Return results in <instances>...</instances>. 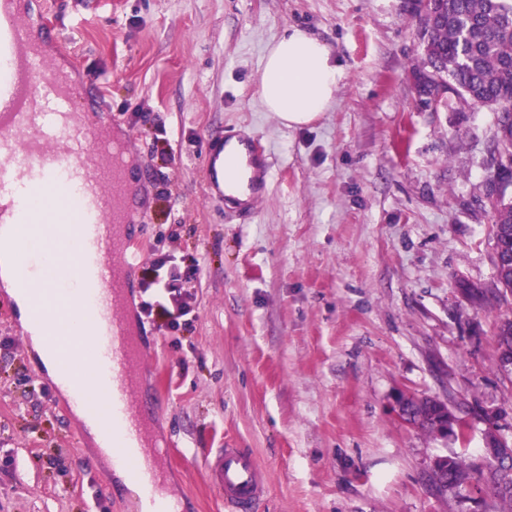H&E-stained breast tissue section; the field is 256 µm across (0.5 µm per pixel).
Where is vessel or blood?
<instances>
[{
    "instance_id": "obj_1",
    "label": "vessel or blood",
    "mask_w": 512,
    "mask_h": 512,
    "mask_svg": "<svg viewBox=\"0 0 512 512\" xmlns=\"http://www.w3.org/2000/svg\"><path fill=\"white\" fill-rule=\"evenodd\" d=\"M16 3L0 0V246L16 249L15 227L30 223L34 199L66 197L77 222L78 261L59 260L32 290L34 314L57 338L67 381L83 385L79 399L87 413L111 425L116 458L153 512H178L176 501L158 497L166 483L160 463L166 451L151 444L144 415L152 413L160 425L164 413L142 399L137 368L145 355L128 333L127 272L140 258L135 242L117 245L129 218V159L117 151L111 131L77 105L80 84L60 68L43 70L44 51L28 37ZM237 143L247 177L237 190L224 191V204L247 221L266 192V153L246 135ZM102 158L103 176L96 171ZM24 180L31 188L26 199L17 193ZM71 281L78 286L72 297L62 289ZM78 317L96 333L72 346L65 327ZM206 477L230 512H251L265 491L263 467L245 448H222L208 457Z\"/></svg>"
}]
</instances>
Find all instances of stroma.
I'll return each mask as SVG.
<instances>
[{"label": "stroma", "mask_w": 512, "mask_h": 512, "mask_svg": "<svg viewBox=\"0 0 512 512\" xmlns=\"http://www.w3.org/2000/svg\"><path fill=\"white\" fill-rule=\"evenodd\" d=\"M411 0H26L45 67L127 137L141 186L142 266L193 276L188 327L145 320L144 396L166 422L167 492L181 512H228L207 481L215 448H247L267 491L252 512H497L427 482L432 461L477 462L495 427L512 442V382L494 321L458 279L494 277L484 186L496 114L428 112L412 68ZM298 27L343 77L332 106L289 128L266 112V46ZM264 145L267 192L250 223L208 194L210 142ZM469 415L460 446L402 423L395 392ZM0 512H141L42 370L0 288Z\"/></svg>", "instance_id": "35a3bbf8"}]
</instances>
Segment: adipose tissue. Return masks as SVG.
Instances as JSON below:
<instances>
[{
    "label": "adipose tissue",
    "mask_w": 512,
    "mask_h": 512,
    "mask_svg": "<svg viewBox=\"0 0 512 512\" xmlns=\"http://www.w3.org/2000/svg\"><path fill=\"white\" fill-rule=\"evenodd\" d=\"M340 78L341 70L333 60L330 46L303 29L293 28L267 46L259 95L266 111L274 113L285 125H306L332 105ZM19 233L26 240V250L0 258V287L14 300L42 366L54 378L59 372L55 352L47 337L33 328L28 298L16 288L15 282L17 270L27 262L29 254L38 253L47 260L51 257V240H74V224L40 221L20 225Z\"/></svg>",
    "instance_id": "1"
}]
</instances>
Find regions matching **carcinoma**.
I'll list each match as a JSON object with an SVG mask.
<instances>
[{
  "instance_id": "carcinoma-1",
  "label": "carcinoma",
  "mask_w": 512,
  "mask_h": 512,
  "mask_svg": "<svg viewBox=\"0 0 512 512\" xmlns=\"http://www.w3.org/2000/svg\"><path fill=\"white\" fill-rule=\"evenodd\" d=\"M411 16L423 49L413 76L431 73L446 86V108L489 107L496 114L512 110V0H412ZM512 158V125L490 141V157ZM499 179L493 173L486 181L490 204V233L494 252L512 251V195L495 196L491 186ZM495 303L512 299V272L495 270L486 286ZM432 489L446 495L463 484L485 486L501 503L499 512H512V472L484 470L461 457L454 458L448 483L429 480Z\"/></svg>"
}]
</instances>
